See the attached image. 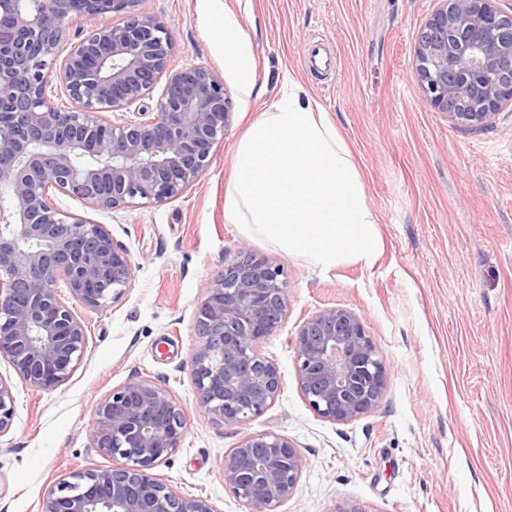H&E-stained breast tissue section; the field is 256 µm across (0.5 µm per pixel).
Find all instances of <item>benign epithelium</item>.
Returning a JSON list of instances; mask_svg holds the SVG:
<instances>
[{
    "label": "benign epithelium",
    "instance_id": "obj_1",
    "mask_svg": "<svg viewBox=\"0 0 512 512\" xmlns=\"http://www.w3.org/2000/svg\"><path fill=\"white\" fill-rule=\"evenodd\" d=\"M501 0H440L416 49L427 101L449 119L480 128L512 106V10ZM141 0H85L86 33L61 52L69 27L63 0H0V357L27 386L52 391L73 372L84 324L57 291L103 309L134 276L129 250L102 224L61 210L50 193L96 210L180 196L224 140L233 109L212 71L169 67L167 26ZM117 24L98 23L108 13ZM165 81L155 107L144 105ZM58 82L71 106L48 92ZM140 104L134 116L126 110ZM283 269L239 251L205 289L195 313L190 370L205 413L226 425L261 414L281 391L277 367L258 352L286 310ZM299 390L331 421H351L382 398L386 365L353 312L330 307L299 327ZM15 397L0 380V433ZM185 411L169 389L133 379L95 409L91 440L111 469H85L52 486L41 512H215L154 469L181 447ZM286 438L256 434L224 455V484L248 512H277L303 470Z\"/></svg>",
    "mask_w": 512,
    "mask_h": 512
}]
</instances>
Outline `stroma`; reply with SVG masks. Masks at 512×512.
<instances>
[{
  "label": "stroma",
  "instance_id": "35a3bbf8",
  "mask_svg": "<svg viewBox=\"0 0 512 512\" xmlns=\"http://www.w3.org/2000/svg\"><path fill=\"white\" fill-rule=\"evenodd\" d=\"M438 0H142L168 27L171 64L207 68L233 101L209 166L179 197L114 211L55 195L64 211L105 225L127 247L134 277L106 308L67 304L84 323V352L52 391L20 381L0 358L15 412L0 435V512H40L59 479L115 467L92 446L97 404L129 380L170 389L186 412L179 450L156 467L216 512H246L224 483V455L275 433L304 460L278 512H512V112L474 129L427 102L415 46ZM246 27L257 84L250 97L224 64L225 11ZM329 65L309 69L314 44ZM293 79L345 141L376 219L372 262L331 269L247 237L224 219V190L248 126ZM283 270L287 311L259 346L281 392L237 425L200 408L190 373L195 312L240 248ZM364 322L387 366L378 406L348 422L318 416L296 381L293 339L321 308Z\"/></svg>",
  "mask_w": 512,
  "mask_h": 512
}]
</instances>
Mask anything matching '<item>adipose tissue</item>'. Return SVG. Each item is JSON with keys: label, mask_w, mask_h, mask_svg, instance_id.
Segmentation results:
<instances>
[{"label": "adipose tissue", "mask_w": 512, "mask_h": 512, "mask_svg": "<svg viewBox=\"0 0 512 512\" xmlns=\"http://www.w3.org/2000/svg\"><path fill=\"white\" fill-rule=\"evenodd\" d=\"M222 45L240 93L250 96L256 83L251 40L234 14L224 16ZM224 218L323 269L371 261L379 249L374 215L344 140L293 84L239 141Z\"/></svg>", "instance_id": "obj_1"}]
</instances>
